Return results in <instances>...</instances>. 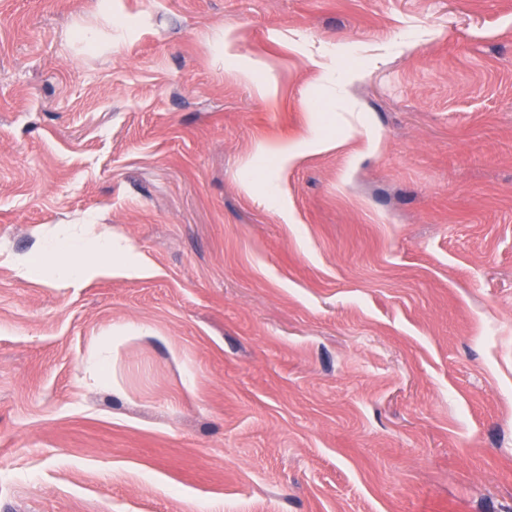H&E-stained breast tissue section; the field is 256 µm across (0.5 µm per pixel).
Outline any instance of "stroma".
<instances>
[{"label": "stroma", "instance_id": "stroma-1", "mask_svg": "<svg viewBox=\"0 0 512 512\" xmlns=\"http://www.w3.org/2000/svg\"><path fill=\"white\" fill-rule=\"evenodd\" d=\"M97 2L0 0V512H512V0ZM99 14L109 27V41L106 46L101 41L100 34L90 30L81 32L80 41L82 45L91 52H101L105 47L110 51L112 48V24L114 26L115 20L112 16V0H100L98 3ZM94 245L99 256L107 260L106 264L99 265L85 258V241L77 233L47 241L46 252L55 261L54 275L59 285L75 286L92 275H112V263L126 264L119 254L123 248L113 243L111 235H100Z\"/></svg>", "mask_w": 512, "mask_h": 512}]
</instances>
